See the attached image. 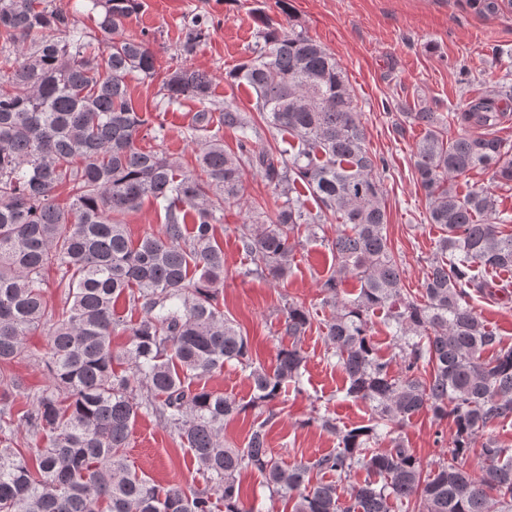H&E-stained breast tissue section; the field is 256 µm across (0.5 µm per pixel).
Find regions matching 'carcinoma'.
I'll return each instance as SVG.
<instances>
[{"label":"carcinoma","mask_w":512,"mask_h":512,"mask_svg":"<svg viewBox=\"0 0 512 512\" xmlns=\"http://www.w3.org/2000/svg\"><path fill=\"white\" fill-rule=\"evenodd\" d=\"M101 9L104 38L79 29L55 0H0V512H253L243 506L242 472L259 473L291 512H392L391 502L415 512H512V450L480 433L512 418V347L469 304L471 293L512 295V282L475 273L512 270V218L489 189L462 194L455 181L491 166L512 183V144L494 136H448L440 114L421 107L404 121L423 127L414 151L416 179L435 244L420 297L402 288L400 263L389 247L382 189L385 160L371 153L354 90L328 49L268 17L252 57L228 76L248 86L254 111L292 139L291 151L257 146V127L232 102L217 111L213 78L180 66L163 82L166 104L203 105L192 139L199 173L187 175L157 150L137 145L148 120L130 81L156 73L149 42L123 31L140 0H90ZM496 14L512 0H472ZM208 18L186 27L181 54L205 36ZM456 122L488 131L502 112L492 98L469 103ZM239 132L237 151L224 149L214 125ZM256 168L283 198L272 213L253 202L251 223L237 227L252 272L284 281L292 270L301 226L312 236L337 221L328 242L335 263L322 283L333 312L324 323L327 357L346 375L345 396L371 405L369 424L337 428L328 414L307 420L333 431L336 452L314 462L282 466L268 446V425L288 386L298 384L310 328L308 310L291 303L270 368L250 359L248 337L219 304L224 249L214 225L224 204L239 196L245 167ZM303 183L319 204L312 215L293 197ZM67 190L68 203L55 202ZM163 203L165 224L134 241L118 216L144 201ZM56 272L63 306L46 307V275ZM359 283L341 296L345 278ZM128 301L139 321L120 318ZM384 309L394 327L400 371L378 357L369 317ZM48 328L40 361L48 384L31 392L8 367L32 356L31 333ZM129 337L122 348L113 336ZM492 352L489 358L483 353ZM235 360L249 370L247 405L207 389L206 380ZM29 408L15 409L16 397ZM257 411L246 445H224V421ZM430 411L455 427L446 456L424 465L396 431ZM173 430L202 484L165 486L129 468L126 449L139 415ZM26 432L42 441L35 462L18 447ZM391 448L376 450L381 440ZM479 450L481 474L466 468ZM375 476L347 486L354 468ZM336 480L313 481V473Z\"/></svg>","instance_id":"1"}]
</instances>
